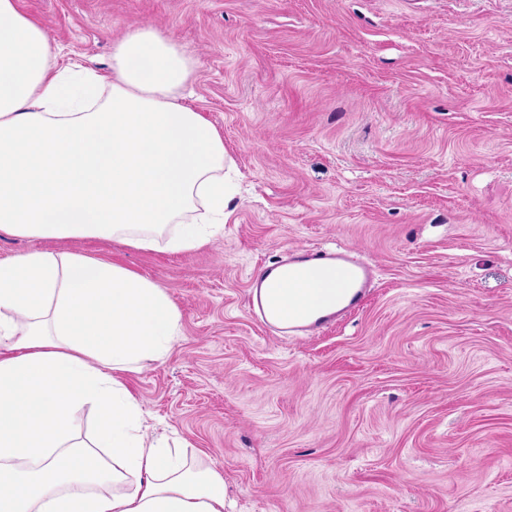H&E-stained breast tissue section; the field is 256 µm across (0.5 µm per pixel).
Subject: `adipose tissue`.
<instances>
[{
	"mask_svg": "<svg viewBox=\"0 0 512 512\" xmlns=\"http://www.w3.org/2000/svg\"><path fill=\"white\" fill-rule=\"evenodd\" d=\"M18 3L0 0V233L175 252L222 234L233 162L184 103L185 52L136 26L109 74L62 68ZM180 334L165 289L122 265L51 251L0 261V512H224L223 474L145 435L122 379Z\"/></svg>",
	"mask_w": 512,
	"mask_h": 512,
	"instance_id": "ef3b65f1",
	"label": "adipose tissue"
}]
</instances>
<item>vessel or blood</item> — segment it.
Listing matches in <instances>:
<instances>
[{
  "label": "vessel or blood",
  "mask_w": 512,
  "mask_h": 512,
  "mask_svg": "<svg viewBox=\"0 0 512 512\" xmlns=\"http://www.w3.org/2000/svg\"><path fill=\"white\" fill-rule=\"evenodd\" d=\"M373 267L343 249L297 248L278 262L264 265L246 285L250 311L268 331L297 336L331 326L363 304ZM300 278L316 288L309 308L297 311L286 299L285 286Z\"/></svg>",
  "instance_id": "b4317fda"
}]
</instances>
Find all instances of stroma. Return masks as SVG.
I'll return each instance as SVG.
<instances>
[{
    "label": "stroma",
    "instance_id": "1",
    "mask_svg": "<svg viewBox=\"0 0 512 512\" xmlns=\"http://www.w3.org/2000/svg\"><path fill=\"white\" fill-rule=\"evenodd\" d=\"M22 9L100 72L159 30L238 169L193 251L0 234V261L101 256L167 291L182 336L126 379L148 434L222 471L234 512H512V0ZM302 246L352 249L375 286L332 327L266 333L245 284Z\"/></svg>",
    "mask_w": 512,
    "mask_h": 512
}]
</instances>
